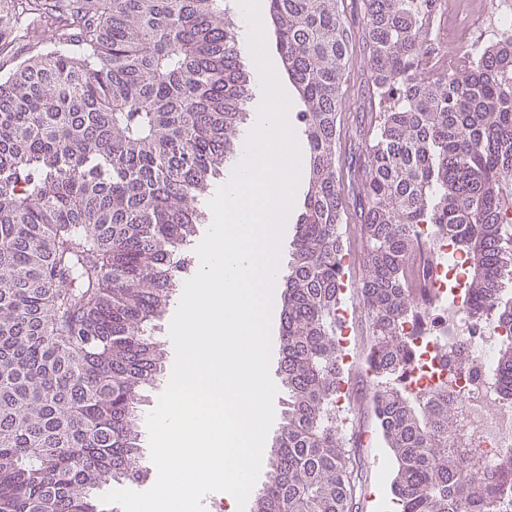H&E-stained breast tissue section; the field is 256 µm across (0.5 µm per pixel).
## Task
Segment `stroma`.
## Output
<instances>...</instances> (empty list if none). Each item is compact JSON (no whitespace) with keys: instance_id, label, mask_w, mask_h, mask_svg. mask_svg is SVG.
I'll return each mask as SVG.
<instances>
[{"instance_id":"stroma-1","label":"stroma","mask_w":512,"mask_h":512,"mask_svg":"<svg viewBox=\"0 0 512 512\" xmlns=\"http://www.w3.org/2000/svg\"><path fill=\"white\" fill-rule=\"evenodd\" d=\"M445 14L446 32L443 37L438 65L457 68L464 57L462 27L474 15L490 11L492 0H449ZM365 0H337V8L353 33L345 59V74L341 86V103L337 113L339 137L336 141L337 175L344 190L347 216L337 228L343 249L353 256L347 271L350 286L343 293L353 312L354 333L349 337V351L353 357L365 358L368 351V319L361 309L356 282L363 274V247L357 219L358 198L351 190L352 173L360 157V133L369 129L374 121L372 87L367 70L368 49L364 34L363 16ZM353 429L344 431L343 443L348 450L360 479L352 512H386V500L396 474V460L384 443L382 431L374 415L370 387L363 368L355 366L348 378Z\"/></svg>"}]
</instances>
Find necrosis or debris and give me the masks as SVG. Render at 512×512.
<instances>
[{
    "label": "necrosis or debris",
    "instance_id": "obj_1",
    "mask_svg": "<svg viewBox=\"0 0 512 512\" xmlns=\"http://www.w3.org/2000/svg\"><path fill=\"white\" fill-rule=\"evenodd\" d=\"M451 250L448 241L435 244L441 259L434 265L431 279L440 282L442 289L438 294L441 304L431 312V334L420 333L412 323L406 326L419 353L410 382L416 390L447 385L448 398L455 404L448 445L466 460L486 466L512 457V401L502 399L496 373L505 333L492 318L483 324H470L458 303L449 302L447 284L456 267L443 256ZM439 344L445 345L450 355L442 372L432 357Z\"/></svg>",
    "mask_w": 512,
    "mask_h": 512
}]
</instances>
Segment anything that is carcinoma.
<instances>
[{"instance_id": "carcinoma-1", "label": "carcinoma", "mask_w": 512, "mask_h": 512, "mask_svg": "<svg viewBox=\"0 0 512 512\" xmlns=\"http://www.w3.org/2000/svg\"><path fill=\"white\" fill-rule=\"evenodd\" d=\"M301 108L309 180L282 276L288 399L254 512H349L355 471L336 426L346 202L336 173L349 37L336 0H267ZM375 133L355 173L370 314L368 366L411 369L403 324L429 315L428 224L472 261L469 318L512 334V31L425 78L436 0H365ZM231 0H0L4 36L52 40L0 79V512H90L92 490L142 471L139 406L163 370L170 304L203 201L235 156L250 80ZM512 398V337L497 362ZM372 405L400 512H508L512 461L448 448V391L380 384Z\"/></svg>"}]
</instances>
